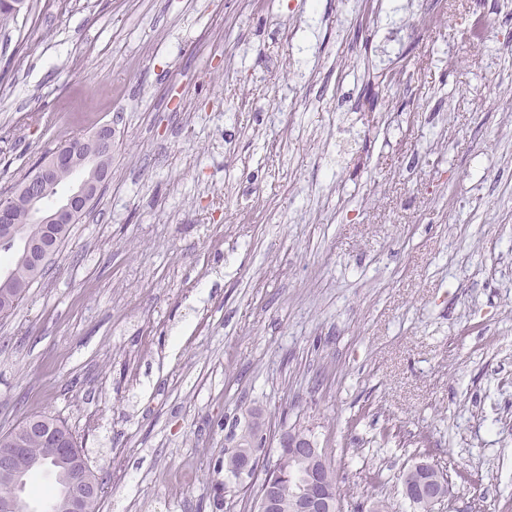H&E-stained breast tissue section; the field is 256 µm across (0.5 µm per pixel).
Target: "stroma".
<instances>
[{"label": "stroma", "instance_id": "35a3bbf8", "mask_svg": "<svg viewBox=\"0 0 512 512\" xmlns=\"http://www.w3.org/2000/svg\"><path fill=\"white\" fill-rule=\"evenodd\" d=\"M96 114L110 177L0 322V431L65 420L100 512H250L259 422L338 512H512V0H34L0 32V190ZM382 476L367 483L371 472ZM259 432V426L252 425L241 435L238 448L224 457V471L232 474L234 469L239 467L245 460V453L253 447ZM426 470L430 476L420 474V470ZM439 467L432 463H419L404 477V491L408 498H415L423 504H431L443 502L449 494L450 486L447 485L439 476Z\"/></svg>", "mask_w": 512, "mask_h": 512}]
</instances>
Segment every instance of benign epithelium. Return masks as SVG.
<instances>
[{
    "instance_id": "7a95c632",
    "label": "benign epithelium",
    "mask_w": 512,
    "mask_h": 512,
    "mask_svg": "<svg viewBox=\"0 0 512 512\" xmlns=\"http://www.w3.org/2000/svg\"><path fill=\"white\" fill-rule=\"evenodd\" d=\"M112 152V130H96L77 148L61 146L47 156L37 167L32 177L26 180L19 196L26 207L36 213L43 224H73L100 195L108 178L96 158L102 153ZM68 168L80 172L69 191L54 199H47L43 190L44 178L53 170ZM0 240L13 244L16 241L12 224L11 203L0 204ZM25 432L53 438V447L58 453L67 452L70 438L52 435L53 428L44 418L29 419ZM291 447L290 459L319 460V449L307 436L288 439ZM39 468L38 461L29 457L27 449L0 448V478L12 482H23L30 471ZM65 491L48 503L49 512H90L91 503L100 493L99 483L93 477L94 470L84 458L63 462ZM276 478L268 477L264 482L260 512H281L283 505L275 486ZM408 498L423 504L436 505L449 494L450 486L439 476V467L432 463H419L404 477L403 485ZM290 512H336L335 497L316 486L313 471L296 479V490L290 502Z\"/></svg>"
}]
</instances>
